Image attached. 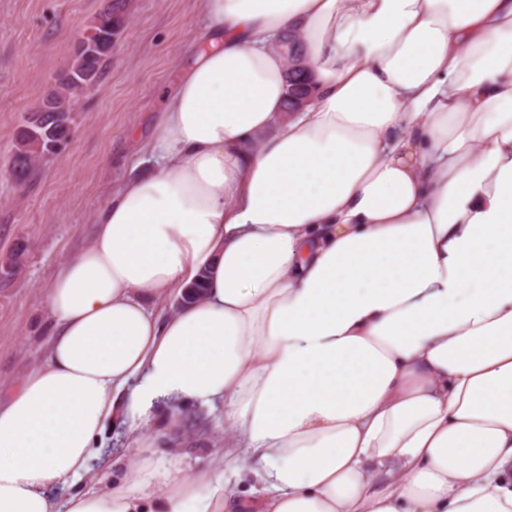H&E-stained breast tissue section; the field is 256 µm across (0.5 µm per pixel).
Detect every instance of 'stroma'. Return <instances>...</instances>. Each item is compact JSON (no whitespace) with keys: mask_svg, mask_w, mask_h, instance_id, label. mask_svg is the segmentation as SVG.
Masks as SVG:
<instances>
[{"mask_svg":"<svg viewBox=\"0 0 512 512\" xmlns=\"http://www.w3.org/2000/svg\"><path fill=\"white\" fill-rule=\"evenodd\" d=\"M202 0H127L126 22L101 81L75 110L73 137L23 183L6 172L16 134L71 64L76 38L110 0H0V384L41 360L47 287L58 264L93 239L92 215L135 164H149L164 99L193 62ZM164 429L174 463L192 473L224 448V410L191 405Z\"/></svg>","mask_w":512,"mask_h":512,"instance_id":"1","label":"stroma"}]
</instances>
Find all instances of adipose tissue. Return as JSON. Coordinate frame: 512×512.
<instances>
[{"label": "adipose tissue", "mask_w": 512, "mask_h": 512, "mask_svg": "<svg viewBox=\"0 0 512 512\" xmlns=\"http://www.w3.org/2000/svg\"><path fill=\"white\" fill-rule=\"evenodd\" d=\"M202 15L154 166L113 185L48 285L44 362L0 388V512H512V0ZM189 403L223 405L225 452L185 475L146 431ZM119 417L122 477L59 504Z\"/></svg>", "instance_id": "adipose-tissue-1"}]
</instances>
